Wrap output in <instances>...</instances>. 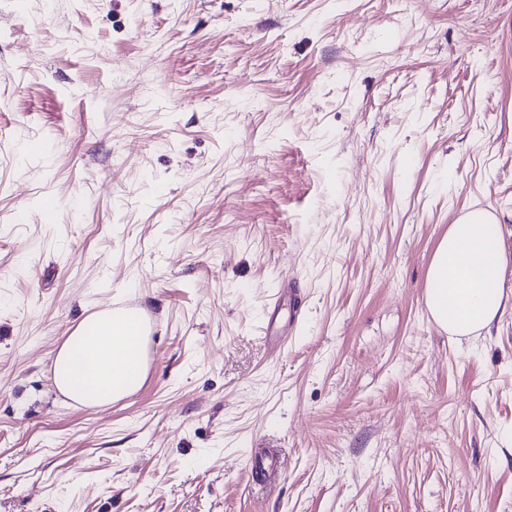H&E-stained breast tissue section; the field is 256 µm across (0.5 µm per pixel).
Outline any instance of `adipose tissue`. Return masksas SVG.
<instances>
[{"mask_svg": "<svg viewBox=\"0 0 512 512\" xmlns=\"http://www.w3.org/2000/svg\"><path fill=\"white\" fill-rule=\"evenodd\" d=\"M508 261L499 227L486 210L468 212L439 241L426 280V306L452 336L490 327L512 312L504 281ZM130 326L98 310L61 345L54 361V382L73 402L100 406L129 394L142 382L146 367Z\"/></svg>", "mask_w": 512, "mask_h": 512, "instance_id": "1", "label": "adipose tissue"}]
</instances>
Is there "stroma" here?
Returning a JSON list of instances; mask_svg holds the SVG:
<instances>
[{
  "label": "stroma",
  "instance_id": "obj_1",
  "mask_svg": "<svg viewBox=\"0 0 512 512\" xmlns=\"http://www.w3.org/2000/svg\"><path fill=\"white\" fill-rule=\"evenodd\" d=\"M473 208L512 258V0H0V512H512V315L425 305ZM112 316L126 317L130 325ZM154 322L149 312L136 304H112L83 321L61 345L54 361L58 390L75 403L100 406L112 403L136 389L144 379L138 349L140 336L148 362Z\"/></svg>",
  "mask_w": 512,
  "mask_h": 512
}]
</instances>
